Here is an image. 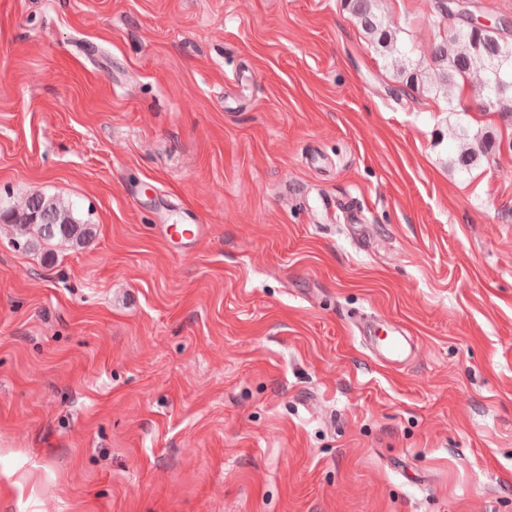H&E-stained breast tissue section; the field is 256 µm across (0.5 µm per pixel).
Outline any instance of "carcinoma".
<instances>
[{
	"label": "carcinoma",
	"instance_id": "cac0c4a2",
	"mask_svg": "<svg viewBox=\"0 0 512 512\" xmlns=\"http://www.w3.org/2000/svg\"><path fill=\"white\" fill-rule=\"evenodd\" d=\"M348 8L362 29L369 35L372 46L394 60L405 55L398 46V39L385 25L377 12L376 0H347ZM459 5L453 0H436L434 13L436 20L443 24L452 19ZM454 20V19H452ZM512 24L506 20L499 22L493 31L474 30L461 19L454 20V27L447 29L444 37L435 43L432 60L439 80L443 83L465 82L472 75L483 77V104L504 117L512 119V38L509 31ZM404 89H414L419 85L418 71L410 60H405L401 68ZM461 147L455 164L462 171H469L492 152L499 148L500 140L490 131L470 133L461 126L455 132ZM0 219L10 226L15 235L29 238L35 234L44 241L64 239L81 243L91 237L92 225L80 222L74 216V209L56 198L45 194H35L27 198L20 208H0Z\"/></svg>",
	"mask_w": 512,
	"mask_h": 512
}]
</instances>
